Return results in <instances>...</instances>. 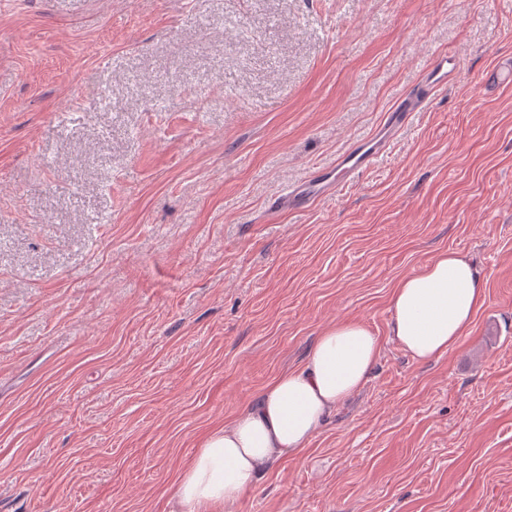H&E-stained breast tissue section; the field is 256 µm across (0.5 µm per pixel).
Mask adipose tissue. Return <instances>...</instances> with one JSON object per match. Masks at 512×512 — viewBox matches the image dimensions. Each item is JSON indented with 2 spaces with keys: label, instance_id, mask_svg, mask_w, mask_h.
<instances>
[{
  "label": "adipose tissue",
  "instance_id": "1",
  "mask_svg": "<svg viewBox=\"0 0 512 512\" xmlns=\"http://www.w3.org/2000/svg\"><path fill=\"white\" fill-rule=\"evenodd\" d=\"M485 295L486 282L468 257L442 253L397 284L389 334L415 360L438 358L466 334ZM379 353L378 336L362 322L326 328L300 368L281 373L205 436L180 474L171 512H239L273 461L298 456L359 390Z\"/></svg>",
  "mask_w": 512,
  "mask_h": 512
}]
</instances>
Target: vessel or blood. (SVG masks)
Returning a JSON list of instances; mask_svg holds the SVG:
<instances>
[{
	"instance_id": "obj_1",
	"label": "vessel or blood",
	"mask_w": 512,
	"mask_h": 512,
	"mask_svg": "<svg viewBox=\"0 0 512 512\" xmlns=\"http://www.w3.org/2000/svg\"><path fill=\"white\" fill-rule=\"evenodd\" d=\"M454 73V64L448 57L437 58L430 68L423 86L401 97L387 115L374 136L341 156L339 164L347 172L367 167L386 144L409 122L428 97L430 88L447 84ZM336 185L331 168L315 172L309 180L297 184L285 195L275 199V209H301L310 202L330 193Z\"/></svg>"
}]
</instances>
